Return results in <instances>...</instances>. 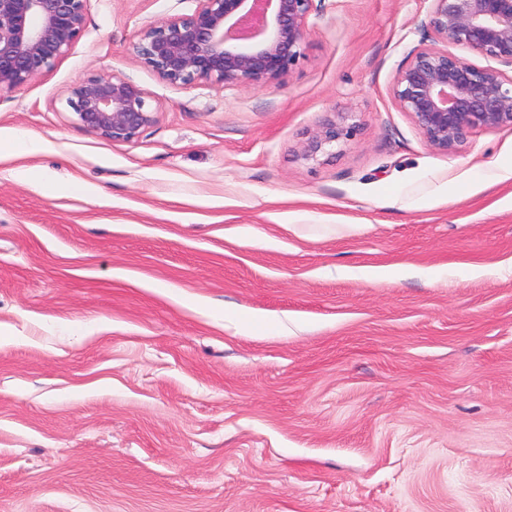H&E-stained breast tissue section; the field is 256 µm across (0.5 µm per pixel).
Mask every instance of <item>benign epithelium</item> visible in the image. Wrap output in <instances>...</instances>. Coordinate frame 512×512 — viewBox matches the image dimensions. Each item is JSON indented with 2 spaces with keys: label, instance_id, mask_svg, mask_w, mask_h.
<instances>
[{
  "label": "benign epithelium",
  "instance_id": "7a95c632",
  "mask_svg": "<svg viewBox=\"0 0 512 512\" xmlns=\"http://www.w3.org/2000/svg\"><path fill=\"white\" fill-rule=\"evenodd\" d=\"M89 0H0V94L52 69L81 38ZM189 15L143 26L133 45L156 77L184 88L207 83L277 88L303 57L316 0H196ZM428 42L411 50L391 86L425 145L452 156L479 130L512 129V73L479 66L464 49L512 67V0H431ZM138 85L92 75L67 89L66 105L88 130L132 142L154 125L157 109ZM352 113L335 112L301 145L314 160L352 139Z\"/></svg>",
  "mask_w": 512,
  "mask_h": 512
}]
</instances>
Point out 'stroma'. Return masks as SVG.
<instances>
[{
  "instance_id": "stroma-1",
  "label": "stroma",
  "mask_w": 512,
  "mask_h": 512,
  "mask_svg": "<svg viewBox=\"0 0 512 512\" xmlns=\"http://www.w3.org/2000/svg\"><path fill=\"white\" fill-rule=\"evenodd\" d=\"M195 7L90 0L0 95L43 144L0 159V512H512V129L449 157L394 105L430 0H325L278 88L136 60ZM112 73L158 109L133 142L66 106ZM350 112H334L333 117L325 119L301 145V157L315 160L319 153L327 148L336 147L352 139L356 125L348 123Z\"/></svg>"
}]
</instances>
